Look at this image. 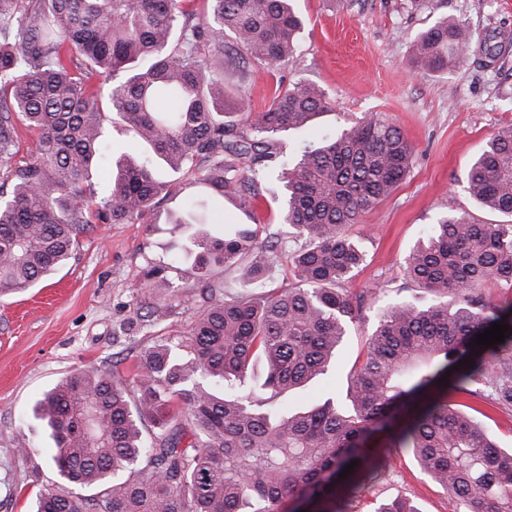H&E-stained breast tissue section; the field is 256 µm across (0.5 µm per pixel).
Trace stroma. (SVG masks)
Returning a JSON list of instances; mask_svg holds the SVG:
<instances>
[{
  "label": "stroma",
  "instance_id": "1",
  "mask_svg": "<svg viewBox=\"0 0 512 512\" xmlns=\"http://www.w3.org/2000/svg\"><path fill=\"white\" fill-rule=\"evenodd\" d=\"M304 19L300 46L288 64L269 69L248 64L224 72L227 93L242 92L248 110L269 105L279 86L300 79L318 84L329 109L314 127L282 133L285 147L322 134H340L365 114L376 113L397 126L415 152L410 171L395 191L367 211L349 233L362 247L365 262L347 281L353 295L380 288L363 323L351 326L341 349L343 367L291 395V406H310L342 393L348 368L364 358V337L379 309L396 294L421 304L434 301L405 275L403 259L429 224L446 213L467 212L476 221L494 222L495 213L469 196L465 172L470 161L498 131L512 127V0H296ZM457 17L474 34L498 29L505 57L485 66L477 52L448 71L414 69L411 42L443 15ZM170 192L140 222L95 224L83 234L78 251L61 267L27 290L0 298V512H31L36 493L56 488L60 479L45 454L51 441L31 408L75 369H117L125 381L135 376L139 353L156 337L186 331L201 305L205 281L237 288L233 269L212 268L200 278L191 263L169 269L179 233L173 223L182 199L195 187L159 168ZM256 211L225 198L220 208L228 224H256L259 237L281 231L276 220L283 184H261ZM165 267L163 278L147 274ZM177 307L167 324L129 330L140 314L164 301ZM34 443L36 452L17 454L14 440ZM394 499L409 500L418 512H463L405 452L392 458L384 478L362 488L352 512H377Z\"/></svg>",
  "mask_w": 512,
  "mask_h": 512
}]
</instances>
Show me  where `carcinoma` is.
I'll use <instances>...</instances> for the list:
<instances>
[{
    "label": "carcinoma",
    "instance_id": "1",
    "mask_svg": "<svg viewBox=\"0 0 512 512\" xmlns=\"http://www.w3.org/2000/svg\"><path fill=\"white\" fill-rule=\"evenodd\" d=\"M293 2L0 0V179L12 185L0 199L1 296L65 264L91 225L139 221L167 193L149 163L123 155L111 162L109 193L95 201L111 112L211 199L252 208L261 181L278 176L280 223L306 240L290 252L278 234L261 239L240 224L195 233L177 249L173 261L189 258L203 276L249 252L261 261L242 273L240 295L208 285L188 330L141 351L136 389L86 366L35 403L63 483L37 495L36 512H280L287 497L311 512H349L400 450L466 512H512V449L457 402L512 409V333L486 349L473 345L494 322L512 328V300L484 293L489 281L512 286V224L441 216L404 258L409 280L438 302L401 299L381 310L343 402L301 410L276 402L338 366L366 303L342 288L364 262L349 228L397 188L414 155L395 125L371 114L287 159L279 135L328 110L322 88L280 87L260 112L225 96L211 78L216 66L273 68L294 57L304 20ZM474 42L490 62L503 52L497 29L476 38L443 15L414 38V65L446 71ZM104 73L112 75L105 95L91 82ZM20 123L36 139L15 165ZM465 182L482 208L512 217V127L471 160ZM205 204L188 196L175 224L205 223ZM283 256L295 284L267 292L266 272ZM173 308L160 303L147 318L162 324ZM466 358L472 366L453 368ZM256 360L266 376L250 386ZM444 377L448 384L438 383Z\"/></svg>",
    "mask_w": 512,
    "mask_h": 512
}]
</instances>
